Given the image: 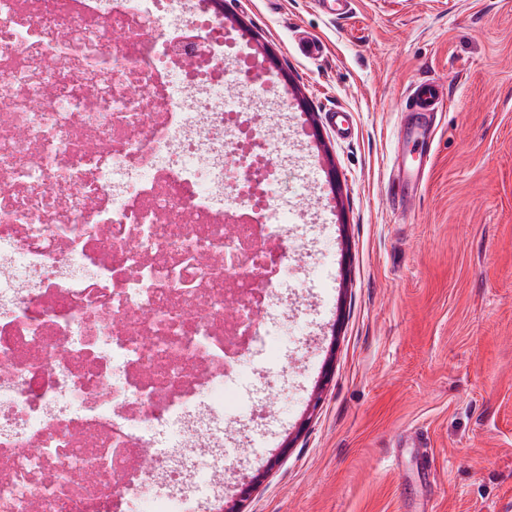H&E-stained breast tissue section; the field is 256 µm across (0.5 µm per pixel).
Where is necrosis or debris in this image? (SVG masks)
I'll return each instance as SVG.
<instances>
[{"label":"necrosis or debris","instance_id":"4bbe7bcc","mask_svg":"<svg viewBox=\"0 0 512 512\" xmlns=\"http://www.w3.org/2000/svg\"><path fill=\"white\" fill-rule=\"evenodd\" d=\"M259 69L210 0H0V512H223L224 410L294 334Z\"/></svg>","mask_w":512,"mask_h":512}]
</instances>
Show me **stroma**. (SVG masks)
I'll list each match as a JSON object with an SVG mask.
<instances>
[{
  "label": "stroma",
  "instance_id": "obj_1",
  "mask_svg": "<svg viewBox=\"0 0 512 512\" xmlns=\"http://www.w3.org/2000/svg\"><path fill=\"white\" fill-rule=\"evenodd\" d=\"M272 96L296 85L274 130L303 117L309 152L288 167V200L317 210L289 257L281 318L303 325L276 371H258L267 420L225 411L238 482L267 479L243 512H512V0H224ZM304 28L323 46L304 56ZM449 95L430 115L431 154L411 211L389 177L405 92ZM351 115L336 137L330 111ZM334 259L318 288L302 272ZM429 440L414 447L411 433Z\"/></svg>",
  "mask_w": 512,
  "mask_h": 512
}]
</instances>
